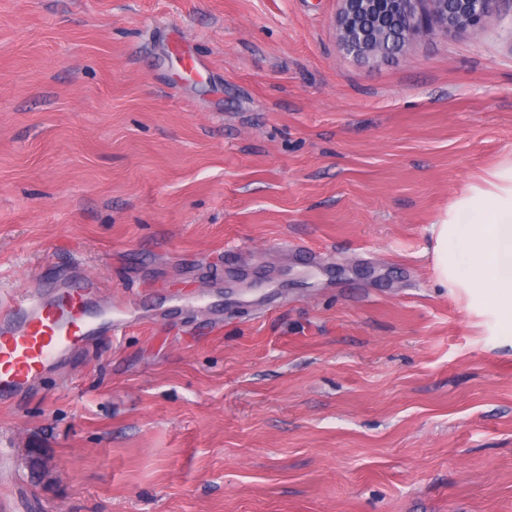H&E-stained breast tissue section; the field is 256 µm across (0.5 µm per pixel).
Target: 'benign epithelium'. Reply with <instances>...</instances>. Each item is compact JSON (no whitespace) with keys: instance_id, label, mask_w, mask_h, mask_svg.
Returning <instances> with one entry per match:
<instances>
[{"instance_id":"obj_1","label":"benign epithelium","mask_w":512,"mask_h":512,"mask_svg":"<svg viewBox=\"0 0 512 512\" xmlns=\"http://www.w3.org/2000/svg\"><path fill=\"white\" fill-rule=\"evenodd\" d=\"M496 0H341L339 39L346 53L371 59L387 58L412 37L436 29L462 31L475 27ZM399 20L398 29L387 22Z\"/></svg>"}]
</instances>
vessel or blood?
<instances>
[{"label":"vessel or blood","mask_w":512,"mask_h":512,"mask_svg":"<svg viewBox=\"0 0 512 512\" xmlns=\"http://www.w3.org/2000/svg\"><path fill=\"white\" fill-rule=\"evenodd\" d=\"M100 288L92 278L49 295L36 286L18 290L0 285L1 403L26 393L45 367L60 354L82 346L90 336L100 332L123 335L134 326V318L112 307L96 319L85 315L88 298Z\"/></svg>","instance_id":"vessel-or-blood-1"}]
</instances>
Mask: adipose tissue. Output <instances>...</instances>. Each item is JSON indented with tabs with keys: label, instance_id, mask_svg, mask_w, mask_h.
Returning <instances> with one entry per match:
<instances>
[{
	"label": "adipose tissue",
	"instance_id": "ef3b65f1",
	"mask_svg": "<svg viewBox=\"0 0 512 512\" xmlns=\"http://www.w3.org/2000/svg\"><path fill=\"white\" fill-rule=\"evenodd\" d=\"M432 258L441 286L470 289L490 310L504 335H512V189L484 197L481 220L431 225Z\"/></svg>",
	"mask_w": 512,
	"mask_h": 512
}]
</instances>
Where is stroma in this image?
<instances>
[{
	"label": "stroma",
	"instance_id": "obj_1",
	"mask_svg": "<svg viewBox=\"0 0 512 512\" xmlns=\"http://www.w3.org/2000/svg\"><path fill=\"white\" fill-rule=\"evenodd\" d=\"M340 7L0 0V279L138 321L0 403L10 512H512V336L429 233L512 173V0L377 62Z\"/></svg>",
	"mask_w": 512,
	"mask_h": 512
}]
</instances>
